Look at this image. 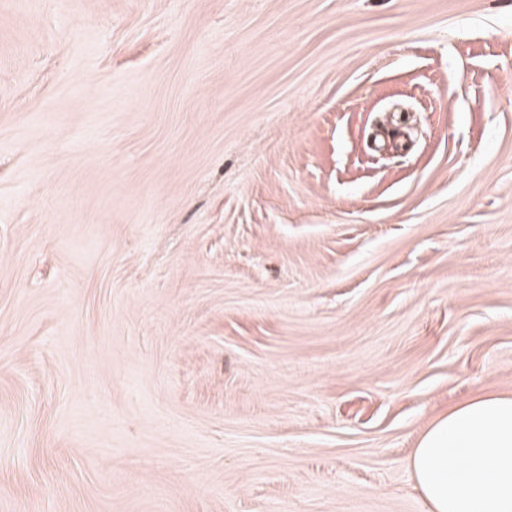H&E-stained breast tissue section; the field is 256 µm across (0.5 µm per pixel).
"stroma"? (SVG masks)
Masks as SVG:
<instances>
[{
  "label": "stroma",
  "instance_id": "obj_1",
  "mask_svg": "<svg viewBox=\"0 0 512 512\" xmlns=\"http://www.w3.org/2000/svg\"><path fill=\"white\" fill-rule=\"evenodd\" d=\"M512 393V0H0V512H427ZM408 467L428 512H512V395L486 393L434 418Z\"/></svg>",
  "mask_w": 512,
  "mask_h": 512
}]
</instances>
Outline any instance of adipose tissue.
Segmentation results:
<instances>
[{
  "label": "adipose tissue",
  "mask_w": 512,
  "mask_h": 512,
  "mask_svg": "<svg viewBox=\"0 0 512 512\" xmlns=\"http://www.w3.org/2000/svg\"><path fill=\"white\" fill-rule=\"evenodd\" d=\"M408 467L428 512H512V395L486 393L434 418Z\"/></svg>",
  "instance_id": "obj_1"
}]
</instances>
